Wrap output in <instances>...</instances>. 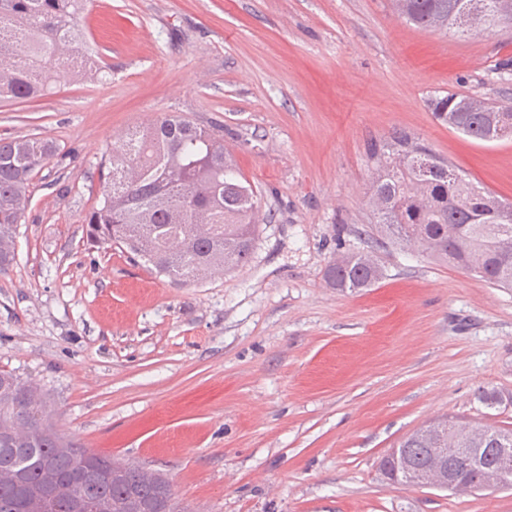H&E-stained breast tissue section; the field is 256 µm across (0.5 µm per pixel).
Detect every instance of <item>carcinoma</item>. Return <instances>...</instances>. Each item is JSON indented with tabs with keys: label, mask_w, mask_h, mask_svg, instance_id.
Returning <instances> with one entry per match:
<instances>
[{
	"label": "carcinoma",
	"mask_w": 512,
	"mask_h": 512,
	"mask_svg": "<svg viewBox=\"0 0 512 512\" xmlns=\"http://www.w3.org/2000/svg\"><path fill=\"white\" fill-rule=\"evenodd\" d=\"M396 14L426 30H480L512 38V0H392ZM86 0H0V99L32 100L58 80L89 76L61 62L83 43ZM435 118L481 142L512 137V105L448 94L429 99ZM57 153L44 138H0V271L16 257V227L29 202L32 175ZM371 167L367 205L387 244L414 246L497 287H512V202L470 181L446 158L406 129L367 144ZM102 199L88 218L92 236L122 248L176 284L200 283L203 269L230 273L251 260L257 226L271 221L241 174L224 135L179 115L126 132L112 150ZM382 270L374 251L341 255L325 280L342 293L371 288ZM398 447L416 485L437 459L462 472L460 488L480 478L468 468L466 448H482L486 463L512 448V429L441 420L421 426ZM0 512H84L77 502L78 461L100 469L112 458L60 436L33 382L0 371ZM94 512H152L163 498L168 512H185L159 475L138 466L93 480Z\"/></svg>",
	"instance_id": "obj_1"
}]
</instances>
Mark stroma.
I'll use <instances>...</instances> for the list:
<instances>
[{
    "instance_id": "1",
    "label": "stroma",
    "mask_w": 512,
    "mask_h": 512,
    "mask_svg": "<svg viewBox=\"0 0 512 512\" xmlns=\"http://www.w3.org/2000/svg\"><path fill=\"white\" fill-rule=\"evenodd\" d=\"M85 14L100 78L0 102V137L59 148L0 272V370L44 391L59 433L162 474L191 512H512V489L405 487L380 468L437 418L512 429V288L391 245L372 288L324 279L364 245L366 147L392 130L512 201V138L471 139L427 105L512 101V40L423 30L391 0H89ZM169 114L223 127L273 216L251 263L200 284L92 242L87 223L112 149Z\"/></svg>"
}]
</instances>
